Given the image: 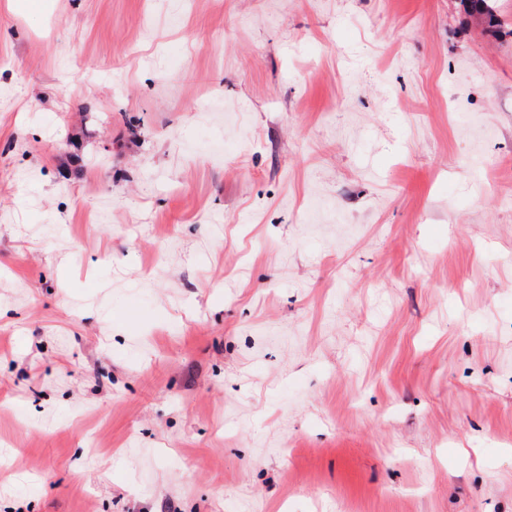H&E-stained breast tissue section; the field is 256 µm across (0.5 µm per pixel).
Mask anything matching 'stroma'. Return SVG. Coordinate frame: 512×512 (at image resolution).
Wrapping results in <instances>:
<instances>
[{"label":"stroma","instance_id":"stroma-1","mask_svg":"<svg viewBox=\"0 0 512 512\" xmlns=\"http://www.w3.org/2000/svg\"><path fill=\"white\" fill-rule=\"evenodd\" d=\"M0 0V512H512V0ZM466 13L469 16L485 23L488 27L495 29L496 32L506 36L507 31L501 29L497 18L494 0H462Z\"/></svg>","mask_w":512,"mask_h":512}]
</instances>
